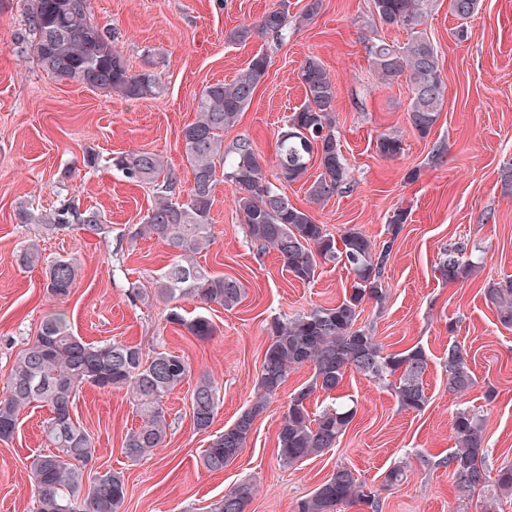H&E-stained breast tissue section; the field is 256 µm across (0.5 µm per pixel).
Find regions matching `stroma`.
Wrapping results in <instances>:
<instances>
[{"mask_svg":"<svg viewBox=\"0 0 512 512\" xmlns=\"http://www.w3.org/2000/svg\"><path fill=\"white\" fill-rule=\"evenodd\" d=\"M278 2L91 0L94 21L111 29L132 70L153 71L163 87L159 96L129 100L48 77L31 47L25 0H0V383L54 311L86 342L121 340L149 355L167 351L185 359L191 375L166 397L170 427L151 455L132 459L125 452V437L140 422L126 390L88 387L76 400L73 416L96 447L93 470L125 475L121 512H209L243 482L255 487L247 512H295L339 465L378 491L380 512H483V494L460 493L445 459L454 445L453 415L467 408L484 423L490 467L512 464V327L500 323L484 298L488 284L512 279V192L501 182L503 166L512 162V0H480L462 41L454 35L458 22L448 0H429L426 33L438 48L447 89L425 137L409 124L407 84H379L366 52L374 38L406 41L405 31L374 22L371 0H321L316 16L289 25L284 40H227L228 32L257 22ZM261 49L270 58L267 77L225 129L224 141H252L268 179H275L277 134L305 98L298 69L307 56L321 59L337 86L336 135L352 185L320 206L310 202L305 181L280 188L332 233L355 226L375 245L392 242L387 298L364 304L358 323L373 330L386 351L415 345L427 351L428 403L418 413L400 410L386 383L346 372L338 394L356 408L346 433L334 448L288 468L278 462L276 436L290 395L311 376L305 366L290 373L256 419L241 454L212 472L202 455L213 435L250 404L272 319L335 304L352 276L329 262L312 284L293 279L275 252L250 241L231 185L218 182L213 243L199 262L240 280L245 294L231 310H206L197 298H182L186 315L207 313L216 327L211 339L198 340L167 322V306L150 286L151 275L171 264L172 251L132 237L153 192L127 181L113 160L134 150L156 153L188 192L192 174L182 131L196 119L200 91L231 82ZM389 131L405 141L395 160L376 152L378 136ZM438 145L444 148L439 156L433 153ZM88 156L95 166L85 164ZM67 199L103 212L109 232L75 229L48 238L40 225L16 218L19 206L38 214ZM400 209L407 219L395 233L389 221ZM29 239L40 241L47 257L79 260L67 297L47 296L43 267L18 265L16 252ZM456 246L472 271L448 282L437 266L442 250ZM452 342L466 351L477 379L462 397L448 390L444 360ZM204 374L218 381L219 395L212 425L200 431L190 396ZM50 416L49 408L28 407L15 435L0 441V512H35L30 466L50 447L44 432ZM401 462L408 465L406 480L382 488Z\"/></svg>","mask_w":512,"mask_h":512,"instance_id":"obj_1","label":"stroma"}]
</instances>
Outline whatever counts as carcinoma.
I'll return each mask as SVG.
<instances>
[{"instance_id": "carcinoma-1", "label": "carcinoma", "mask_w": 512, "mask_h": 512, "mask_svg": "<svg viewBox=\"0 0 512 512\" xmlns=\"http://www.w3.org/2000/svg\"><path fill=\"white\" fill-rule=\"evenodd\" d=\"M26 20L32 32L31 47L43 71L58 82H77L92 90L117 92L131 100L159 92L154 75L134 72L117 48L111 31L91 18L90 0H26ZM428 0H372L374 14L386 27L405 30L404 43L372 39L366 52L380 83L390 85L405 79L411 98L408 118L421 136L430 133L445 100L446 86L439 69L438 50L420 30L427 17ZM479 0H449V11L460 21L478 12ZM288 32V2L267 12L258 22L243 24L227 35L242 43L253 35L285 38ZM269 60L257 52L246 68L230 83H213L201 91L196 120L182 131L183 147L193 182L183 203L174 201L177 178L168 172L160 155L130 151L113 160V165L130 182L150 184L154 204L135 236L167 245L174 262L152 279L156 298L170 304L167 320L200 340L215 335L211 319L199 314L186 318L174 305L179 297L191 295L200 302L235 308L244 294L234 277L212 275L197 260L208 249L212 237L209 215L214 202L217 174L234 187L236 208L247 226L248 236L264 250H272L282 268L294 279L315 281L319 261L342 264L353 274L350 292L336 305L316 306L306 312L272 320L257 389L252 403L224 432L214 435L204 451L203 465L221 471L246 447L255 419L287 380L291 371L309 366L310 379L290 396L277 432L278 462L293 467L303 459L336 446L356 414L345 401H335L317 413L309 410L315 395L331 397L342 384L345 372L355 371L379 381H391L398 407L421 411L428 402L424 375L429 366L427 351L418 345L397 353H384L372 330L357 326L364 303L386 298L383 277L393 241L378 248L359 229L345 227L333 235L326 225L294 206L280 189L268 181L250 140L240 138L224 147V129L235 125L251 103L258 85L268 73ZM305 89L301 107L289 116L277 135L276 166L287 182L305 177L311 160L319 161V173L308 187V197L321 204L350 188V174L336 138L335 81L321 60L310 55L299 68ZM402 135L383 133L376 140L377 153L396 159L404 152ZM22 224L37 223L53 235L74 227L106 232L105 217L94 208L80 209L72 201L40 214L18 207ZM461 248L441 253L438 269L445 280L467 277L471 267L459 259ZM20 262L26 267L45 266V288L49 295H68L79 272L75 258H43L40 244L31 239L21 247ZM488 303L500 322L512 326V279L484 289ZM448 391L467 394L476 378L467 353L459 345H448ZM190 374L188 364L170 352L145 356L136 345L108 340L88 343L75 335L63 315L53 313L42 322L33 343L15 360L0 388V441L10 440L22 410L31 405L49 407L52 416L45 433L53 449L37 456L30 481L37 502L36 512H120L127 494L121 471L104 473L88 469L95 445L86 430L74 422L71 412L85 386L125 389L130 394L141 425L125 437L131 458L162 447L169 423L164 398ZM218 382L202 376L196 382L191 404L194 425L205 430L212 424ZM454 446L446 464L463 493L486 492L485 512H497L501 498L512 495V465L497 474L488 467L485 428L474 413L461 409L453 419ZM254 493L253 485L240 483L224 493L213 512H241ZM378 496L365 481L346 466H338L306 498L296 512H344L366 505L375 509Z\"/></svg>"}]
</instances>
